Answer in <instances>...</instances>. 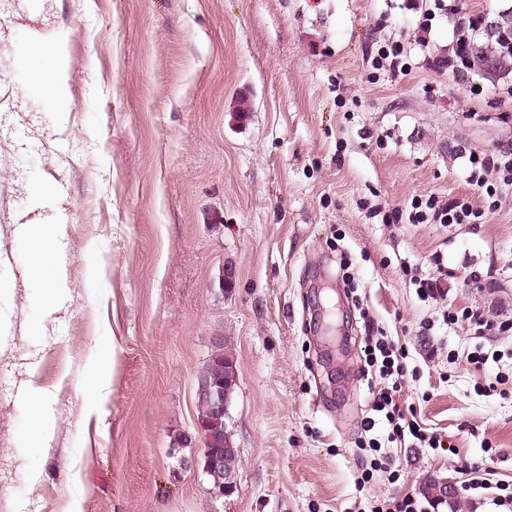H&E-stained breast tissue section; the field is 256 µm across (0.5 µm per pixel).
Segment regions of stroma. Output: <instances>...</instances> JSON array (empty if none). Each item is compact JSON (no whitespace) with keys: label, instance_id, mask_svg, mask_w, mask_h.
Wrapping results in <instances>:
<instances>
[{"label":"stroma","instance_id":"1","mask_svg":"<svg viewBox=\"0 0 512 512\" xmlns=\"http://www.w3.org/2000/svg\"><path fill=\"white\" fill-rule=\"evenodd\" d=\"M429 0H0V506L5 512H369L471 472L512 483V186L483 224H386L372 208L487 197L468 158L512 150L497 79L420 65ZM402 39L418 68L373 74ZM68 105L21 92L32 43ZM64 229L66 298L44 308L35 224ZM434 293L417 292L434 256ZM348 260L352 287L338 284ZM236 271L222 291L224 267ZM406 350L396 400L441 439L361 483L373 398L363 321ZM238 381L236 488L194 440L213 337ZM487 353L482 366L472 351ZM108 359L98 407L83 379ZM55 424L28 441L27 384Z\"/></svg>","mask_w":512,"mask_h":512}]
</instances>
